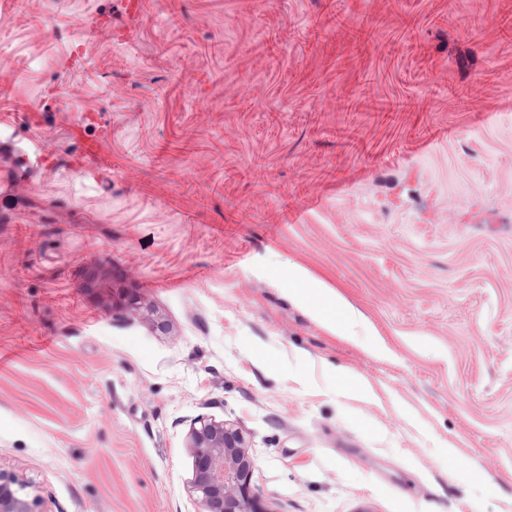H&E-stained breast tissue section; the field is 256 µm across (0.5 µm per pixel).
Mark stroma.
<instances>
[{
	"label": "stroma",
	"instance_id": "obj_1",
	"mask_svg": "<svg viewBox=\"0 0 512 512\" xmlns=\"http://www.w3.org/2000/svg\"><path fill=\"white\" fill-rule=\"evenodd\" d=\"M0 180L39 512H512V0H0ZM192 440V488L202 512H266L253 492L254 465L238 429L203 421L193 430Z\"/></svg>",
	"mask_w": 512,
	"mask_h": 512
}]
</instances>
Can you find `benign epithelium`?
I'll return each instance as SVG.
<instances>
[{"instance_id":"1","label":"benign epithelium","mask_w":512,"mask_h":512,"mask_svg":"<svg viewBox=\"0 0 512 512\" xmlns=\"http://www.w3.org/2000/svg\"><path fill=\"white\" fill-rule=\"evenodd\" d=\"M192 488L202 512H266L252 488L253 461L242 433L224 423L203 421L192 433ZM25 484L0 470V512H34Z\"/></svg>"}]
</instances>
